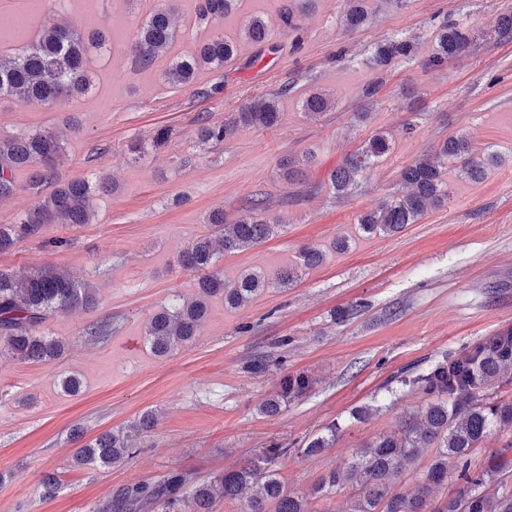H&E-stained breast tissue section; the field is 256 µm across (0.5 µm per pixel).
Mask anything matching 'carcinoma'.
<instances>
[{"label":"carcinoma","mask_w":512,"mask_h":512,"mask_svg":"<svg viewBox=\"0 0 512 512\" xmlns=\"http://www.w3.org/2000/svg\"><path fill=\"white\" fill-rule=\"evenodd\" d=\"M237 0H201L196 19L209 25L234 13ZM367 15L359 0H346L344 22L350 29L361 27ZM240 35L254 45L269 42V21L253 16L243 24ZM177 30L167 8L156 6L133 32L134 58L149 66L168 52L176 40ZM496 41L512 40V11L502 14L493 31ZM102 31L82 36L61 25L45 29L38 38L11 58L0 56V97L6 95L21 103H54L92 90L86 70L92 49L106 47ZM472 34L469 26L459 22L443 24L435 35V48L427 66L440 67L469 54ZM236 51V45L216 34L190 56L172 59L166 79L181 83L192 81L202 67L221 69ZM414 53V39L391 38L376 46L372 64L381 69ZM333 102L315 91L303 104L305 113L319 118ZM280 112L275 98H260L240 112L210 123L201 119V140L222 141L241 126L271 127ZM63 148L60 135L50 132L22 133L0 141V199L15 188L14 174L19 168L38 167L39 182L54 177L57 158ZM390 152V141L375 132L365 146L347 156L330 173L328 184L339 197L348 196L358 179L374 163ZM497 161L475 149L463 137L443 141L434 156L425 155L400 170L401 181L410 191L391 198L376 209L358 216L357 224L369 235L393 236L407 225L415 224L431 206L448 196L445 180L448 164L473 181L485 173L486 161ZM109 190L103 181L85 179L58 184L42 202L30 209L15 224H0V252L7 251L19 239L36 235L44 224H87L92 214L94 196ZM267 200L256 196L247 200V214L227 220L224 214H211L212 233L196 241L183 255L182 264L198 275L200 292L207 297L222 296L229 307H241L266 288H285L299 276V271L317 266L322 254L312 247L303 248L297 261L273 272L262 269L240 274L234 286L224 285L223 271L215 268L219 242L224 254L257 246L280 228L269 223L264 212ZM94 300V289L73 280L54 267L14 273L0 270V355L8 353L21 361L49 364L61 358L65 343L48 336L43 325L59 309L86 306ZM206 312L204 299L175 304L153 315L145 336L152 351L161 357L191 345ZM502 334L486 336L471 347L444 355L427 369L407 375L399 383L422 393L427 401L401 422L396 430L383 434L354 451L344 464L322 474L314 494L330 496L349 484L353 501L345 512H512V458L495 452L482 468L472 467L473 452L482 447L495 429L512 430V353L501 352ZM309 388V380L287 375L280 382L276 396L268 399L260 411L274 414L280 400L297 398ZM156 425L151 412L127 426L104 433L85 443L75 453L77 467L119 465L132 460L140 448L142 434ZM336 441V427L328 435L310 441L301 452L309 457L321 454ZM432 450L431 457L425 451ZM290 448L272 443L261 455L243 465L224 470L211 483H197L192 472L178 469L155 484L135 483L114 490L99 502L95 512H181L183 498L189 496L194 512H213L214 491L226 500H238L244 490L255 488L240 512H308L306 497L285 488L278 478L276 465ZM430 459L411 492L402 489L409 463ZM453 489H448V478ZM446 494L437 497V489Z\"/></svg>","instance_id":"cac0c4a2"}]
</instances>
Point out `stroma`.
I'll list each match as a JSON object with an SVG mask.
<instances>
[{"mask_svg": "<svg viewBox=\"0 0 512 512\" xmlns=\"http://www.w3.org/2000/svg\"><path fill=\"white\" fill-rule=\"evenodd\" d=\"M199 0H0V55L18 53L11 37L16 12L30 36L54 24L88 33L106 30L110 49L90 52L91 93L53 104L0 98V139L23 132L62 135L64 156L55 179L34 183L15 175L16 189L0 199V224L15 223L56 183L109 178L95 196L90 223L43 225L0 253V268L26 272L53 265L88 282L96 302L60 310L47 335L67 344L49 364L0 357V512H91L120 486L153 484L177 468L209 481L270 443L290 448L277 465L286 488L308 495L310 512H345L351 488L328 498L311 490L320 475L343 464L353 449L396 429L424 402L397 379L442 355L512 330V41L488 35L512 0H364L368 23L350 30L343 0H307L297 31H284L278 13L287 0H241L227 20L204 27ZM174 13L172 54H188L214 33L233 39L252 14L271 25L279 50L258 68V46L239 42L224 68L200 69L187 84L166 80L167 58L139 68L131 41L137 22L156 4ZM446 20L476 36L470 58L425 66L434 35ZM415 39L412 57L373 67L377 43ZM377 85L365 97L368 85ZM334 100L317 120L303 108L312 90ZM277 97L280 122L244 127L223 142H201L200 119L221 122L260 96ZM171 131L152 147L157 129ZM391 152L366 170L353 194L335 197L332 169L375 132ZM463 136L496 155L478 183L448 174V197L396 235L365 236L360 214L402 193L399 171L448 137ZM313 155L311 167L288 180L281 162ZM267 199L280 231L253 248L222 256L226 285L245 270L273 271L306 246L323 252L285 288H269L237 309L210 300L195 342L173 355L152 354L145 329L158 310L198 296L182 252L210 228L208 215H242L248 198ZM63 247H56V240ZM362 315L340 320L356 303ZM111 320L112 334L90 335ZM264 358V373L251 370ZM310 387L267 416L260 406L287 375ZM81 382L65 393L61 381ZM158 416L130 462L72 469L83 440L124 427L144 412ZM336 427V442L317 457L299 449ZM56 474L54 498L41 481Z\"/></svg>", "mask_w": 512, "mask_h": 512, "instance_id": "stroma-1", "label": "stroma"}]
</instances>
